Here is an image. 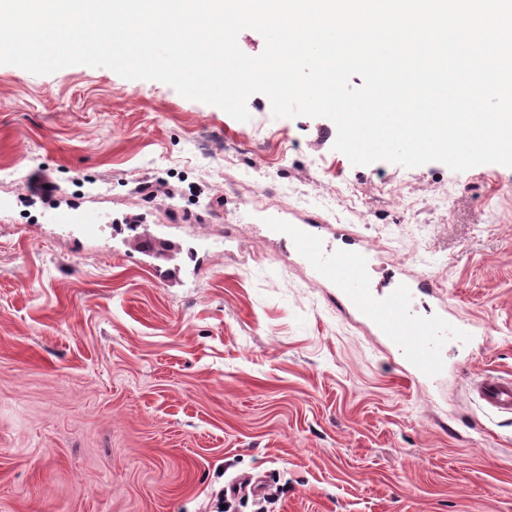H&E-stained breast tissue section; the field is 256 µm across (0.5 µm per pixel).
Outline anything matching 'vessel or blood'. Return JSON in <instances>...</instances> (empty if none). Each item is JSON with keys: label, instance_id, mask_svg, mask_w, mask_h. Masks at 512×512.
<instances>
[{"label": "vessel or blood", "instance_id": "b4317fda", "mask_svg": "<svg viewBox=\"0 0 512 512\" xmlns=\"http://www.w3.org/2000/svg\"><path fill=\"white\" fill-rule=\"evenodd\" d=\"M286 234L292 248L333 285L341 302L386 336L419 373L437 377L446 372L442 346L448 337L461 335L462 328L414 314L412 302L417 293H428L429 283L416 288L404 282L388 292L377 291L368 250H332L312 224L289 225ZM478 392L490 407L512 413V377L485 378Z\"/></svg>", "mask_w": 512, "mask_h": 512}]
</instances>
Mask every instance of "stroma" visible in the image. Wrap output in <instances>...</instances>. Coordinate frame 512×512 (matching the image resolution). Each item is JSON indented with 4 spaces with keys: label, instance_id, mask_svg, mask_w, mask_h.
<instances>
[{
    "label": "stroma",
    "instance_id": "1",
    "mask_svg": "<svg viewBox=\"0 0 512 512\" xmlns=\"http://www.w3.org/2000/svg\"><path fill=\"white\" fill-rule=\"evenodd\" d=\"M0 65V512H512V168L355 166L329 119ZM100 224H54L30 183ZM283 224L464 322L418 376ZM478 392L490 407L512 413V377H487L480 383Z\"/></svg>",
    "mask_w": 512,
    "mask_h": 512
}]
</instances>
